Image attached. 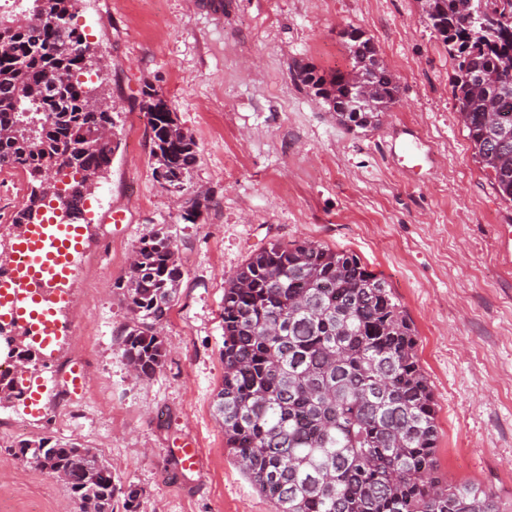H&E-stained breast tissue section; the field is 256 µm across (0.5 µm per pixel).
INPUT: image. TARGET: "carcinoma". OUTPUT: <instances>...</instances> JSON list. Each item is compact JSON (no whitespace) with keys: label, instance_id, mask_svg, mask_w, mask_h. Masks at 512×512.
I'll use <instances>...</instances> for the list:
<instances>
[{"label":"carcinoma","instance_id":"carcinoma-1","mask_svg":"<svg viewBox=\"0 0 512 512\" xmlns=\"http://www.w3.org/2000/svg\"><path fill=\"white\" fill-rule=\"evenodd\" d=\"M29 2L0 30V168L21 171L30 185L14 225L34 223L53 201L76 207L77 224L88 178L101 180L116 151L95 138L116 127L113 103L83 34L67 27L77 0ZM424 2L429 25L458 58L453 94L475 156L512 203V0ZM367 43L347 42L345 72L295 73L350 129L378 123L377 112L337 111L354 94L350 70L362 67ZM372 77L382 108L395 104L394 74L378 62ZM495 98L504 133L493 140L485 103ZM147 115L153 173L181 192L196 143L163 100H151ZM21 124L38 127V142L17 135ZM50 169L58 178L47 183ZM182 278L171 231L140 242L122 285L132 317L120 345L142 378L165 362L160 329ZM222 319L224 438L275 512H499L490 491L440 475L436 403L415 330L385 279L359 258L309 241L271 242L224 288ZM0 393L24 394L15 373L0 374ZM38 449L48 454L45 467L35 461ZM91 454L101 457L50 437L24 440L14 452L38 472L66 473L79 512H114L112 467L104 460L87 473Z\"/></svg>","mask_w":512,"mask_h":512}]
</instances>
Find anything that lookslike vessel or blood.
<instances>
[{"label":"vessel or blood","mask_w":512,"mask_h":512,"mask_svg":"<svg viewBox=\"0 0 512 512\" xmlns=\"http://www.w3.org/2000/svg\"><path fill=\"white\" fill-rule=\"evenodd\" d=\"M82 247L80 226L71 224H31L15 243V256L24 261L20 277L0 281L7 289V308H0V320L23 326L37 323L46 339L61 334L55 304L58 286L67 266Z\"/></svg>","instance_id":"obj_1"}]
</instances>
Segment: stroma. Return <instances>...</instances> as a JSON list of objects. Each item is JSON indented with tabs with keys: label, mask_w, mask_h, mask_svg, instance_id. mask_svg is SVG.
Listing matches in <instances>:
<instances>
[{
	"label": "stroma",
	"mask_w": 512,
	"mask_h": 512,
	"mask_svg": "<svg viewBox=\"0 0 512 512\" xmlns=\"http://www.w3.org/2000/svg\"><path fill=\"white\" fill-rule=\"evenodd\" d=\"M85 36L119 114V148L87 217L69 335L19 377L37 405H0V500L12 512H76L58 478L11 448L52 437L97 449L137 512H274L235 464L215 412L224 378L222 307L228 280L268 242L310 240L356 255L385 278L414 323L437 410L439 469L512 512V254L496 225L512 203L474 155L453 95L457 59L429 27L421 0H78ZM345 28L362 31L396 77L398 102L376 129L341 126L294 76L349 68ZM164 100L197 144L180 193L158 181L146 104ZM207 197L195 222L187 201ZM175 235L181 287L162 337L163 367L133 380L120 328L119 287L131 255L159 229ZM80 366L81 421L63 426L57 378ZM199 449L195 470L182 448Z\"/></svg>",
	"instance_id": "1"
}]
</instances>
